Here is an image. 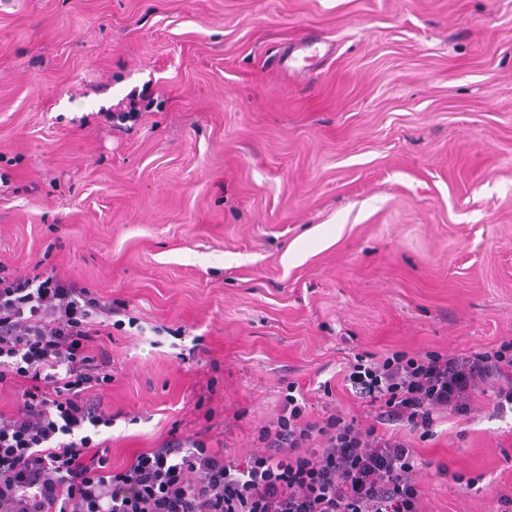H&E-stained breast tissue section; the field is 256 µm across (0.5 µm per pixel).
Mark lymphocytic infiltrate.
Segmentation results:
<instances>
[{"mask_svg":"<svg viewBox=\"0 0 512 512\" xmlns=\"http://www.w3.org/2000/svg\"><path fill=\"white\" fill-rule=\"evenodd\" d=\"M120 313L55 275L0 268V386L24 385L0 414V512H422V456L392 426L429 436L436 413L466 415L479 393L512 409V339L452 357L362 354L346 379L372 425L338 410L307 419L292 384L244 461L188 438L115 469L98 439L112 416L92 394L112 382L94 343Z\"/></svg>","mask_w":512,"mask_h":512,"instance_id":"1","label":"lymphocytic infiltrate"}]
</instances>
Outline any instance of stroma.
Wrapping results in <instances>:
<instances>
[{
    "label": "stroma",
    "mask_w": 512,
    "mask_h": 512,
    "mask_svg": "<svg viewBox=\"0 0 512 512\" xmlns=\"http://www.w3.org/2000/svg\"><path fill=\"white\" fill-rule=\"evenodd\" d=\"M0 264L136 318L99 338L113 467L246 458L292 382L371 423L354 354L512 338V0H0ZM399 433L423 512L512 494L487 396Z\"/></svg>",
    "instance_id": "stroma-1"
}]
</instances>
